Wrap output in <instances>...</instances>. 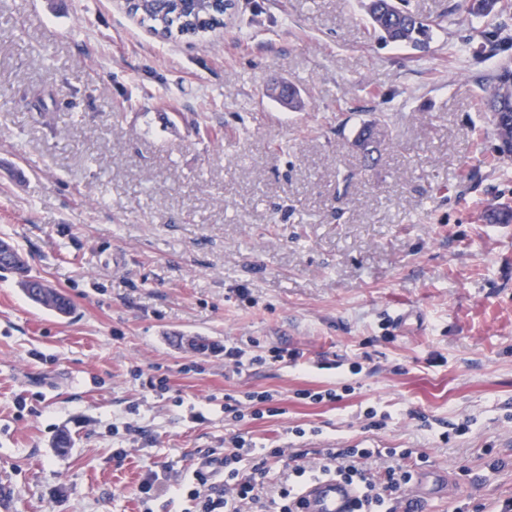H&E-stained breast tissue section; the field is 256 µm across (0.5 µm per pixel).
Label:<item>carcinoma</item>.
<instances>
[{"mask_svg": "<svg viewBox=\"0 0 512 512\" xmlns=\"http://www.w3.org/2000/svg\"><path fill=\"white\" fill-rule=\"evenodd\" d=\"M497 3L498 0H469L468 10L486 17L494 13ZM128 10L157 33L196 36L223 23L224 0H132ZM366 13L373 33L387 43L418 51L429 44L431 24L398 6L396 0H367ZM481 108L489 118L500 155L511 159L512 66H501L492 77L481 98ZM375 127L374 123L364 124L355 140V146L367 155L380 145L378 141L371 147L366 145ZM34 303L61 313L69 306L68 300L58 292L53 297L38 298Z\"/></svg>", "mask_w": 512, "mask_h": 512, "instance_id": "carcinoma-1", "label": "carcinoma"}]
</instances>
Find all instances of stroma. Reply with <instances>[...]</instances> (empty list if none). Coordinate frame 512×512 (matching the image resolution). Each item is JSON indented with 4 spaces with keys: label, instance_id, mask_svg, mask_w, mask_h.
<instances>
[{
    "label": "stroma",
    "instance_id": "stroma-1",
    "mask_svg": "<svg viewBox=\"0 0 512 512\" xmlns=\"http://www.w3.org/2000/svg\"><path fill=\"white\" fill-rule=\"evenodd\" d=\"M402 4L433 21L428 53L375 39L362 0H224L223 27L167 39L123 0H0V238L72 303L0 270V512H142L148 470L188 476L248 389L284 410L245 424L257 448L301 426L419 449L445 484L420 512L512 496V223L487 220L512 161L478 110L512 0ZM250 338L307 354L233 375L224 343ZM156 366L160 397L137 375ZM332 381L341 402L296 396ZM18 263H20V264H18ZM7 268L13 269L21 275L22 279H21L20 283L22 286V290L25 293V295L34 303L44 306L47 309L52 310L54 312L64 313L65 309L68 308V306H69L68 300L63 295L58 293L55 289H54V291H55L54 298L53 297H41L38 299L33 298V296L30 294V289L28 288V283H29V280L36 279V278H33L27 274L26 265H25L24 260H22V258L18 259V261L15 264L9 265V267H7Z\"/></svg>",
    "mask_w": 512,
    "mask_h": 512
}]
</instances>
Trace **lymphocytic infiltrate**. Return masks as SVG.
Here are the masks:
<instances>
[{
    "mask_svg": "<svg viewBox=\"0 0 512 512\" xmlns=\"http://www.w3.org/2000/svg\"><path fill=\"white\" fill-rule=\"evenodd\" d=\"M298 347L271 345L249 356L235 342L224 346V364L235 373L267 363H298ZM274 394L249 391L225 394L224 414L233 422L280 415ZM226 448H212L199 458L190 479L170 471L148 472L139 485L143 502L170 495L194 504V512H297L295 497L301 486L316 476H335L354 484L359 492L356 512H397L405 501L426 454L415 448H361L350 445L319 448H268L255 453L241 433H233ZM282 467L279 482H269L274 467Z\"/></svg>",
    "mask_w": 512,
    "mask_h": 512,
    "instance_id": "f902f5d3",
    "label": "lymphocytic infiltrate"
}]
</instances>
